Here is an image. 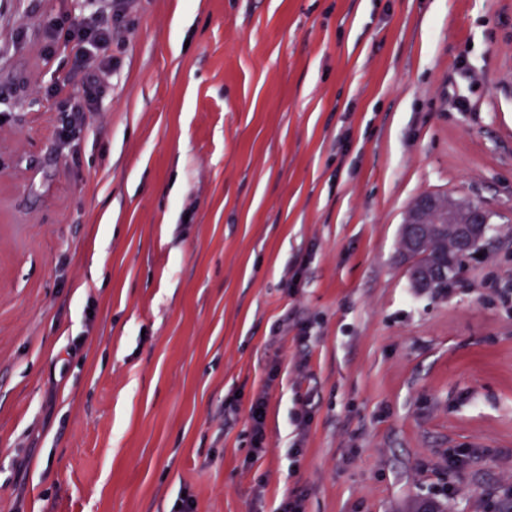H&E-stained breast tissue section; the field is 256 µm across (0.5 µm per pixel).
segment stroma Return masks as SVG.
Here are the masks:
<instances>
[{
  "label": "stroma",
  "mask_w": 512,
  "mask_h": 512,
  "mask_svg": "<svg viewBox=\"0 0 512 512\" xmlns=\"http://www.w3.org/2000/svg\"><path fill=\"white\" fill-rule=\"evenodd\" d=\"M83 14L0 0V512L505 505L512 0H135L65 138ZM424 193L493 214L441 295ZM250 415L252 420V444L254 456L264 451L263 442L265 439V416L266 400L264 397H257L251 404Z\"/></svg>",
  "instance_id": "stroma-1"
}]
</instances>
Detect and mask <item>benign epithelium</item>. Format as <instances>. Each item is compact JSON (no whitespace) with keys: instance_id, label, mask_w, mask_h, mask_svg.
Segmentation results:
<instances>
[{"instance_id":"1","label":"benign epithelium","mask_w":512,"mask_h":512,"mask_svg":"<svg viewBox=\"0 0 512 512\" xmlns=\"http://www.w3.org/2000/svg\"><path fill=\"white\" fill-rule=\"evenodd\" d=\"M490 223L489 212L480 204L459 205L456 198L426 194L407 210L402 224V255L408 261V275L415 288L430 282L431 267L419 261L418 252L443 229L448 235L449 250H466L481 239Z\"/></svg>"}]
</instances>
